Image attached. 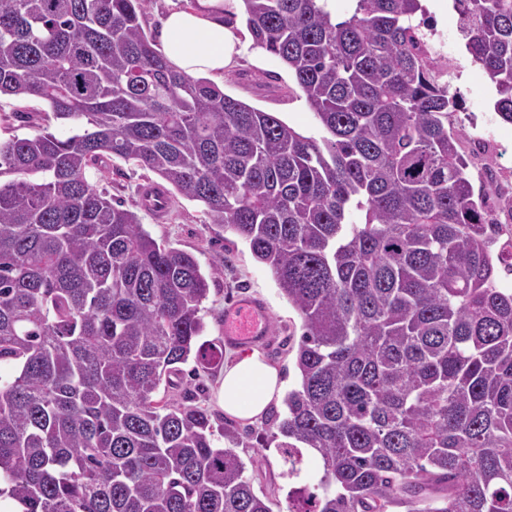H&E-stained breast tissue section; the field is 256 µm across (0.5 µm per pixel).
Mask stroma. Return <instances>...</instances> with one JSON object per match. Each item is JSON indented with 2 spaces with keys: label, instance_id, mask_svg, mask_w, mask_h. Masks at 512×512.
I'll list each match as a JSON object with an SVG mask.
<instances>
[{
  "label": "stroma",
  "instance_id": "stroma-1",
  "mask_svg": "<svg viewBox=\"0 0 512 512\" xmlns=\"http://www.w3.org/2000/svg\"><path fill=\"white\" fill-rule=\"evenodd\" d=\"M436 33L433 41L438 58L444 66L443 78L451 90L461 94L463 107L450 119L451 129H463L466 136H492V152L477 154L466 150L465 155L475 178V188H482L480 177L485 170H512V124L504 122L495 112L496 91L479 65H465V41L460 33L461 20L452 0H433ZM225 94L243 100L255 108L273 112L306 136H319L321 129L304 94L294 83L285 66L274 55L255 48L236 58L225 70L219 83ZM101 189L124 202L127 209L139 211L141 222L151 235L195 256L202 269L219 266L221 275L211 282L203 303V338L221 343V318L225 306L241 293L262 297L268 302L273 330V350L266 353L268 363L278 368L285 389L298 385L294 355L290 350L294 337L300 336L301 319L278 287L271 271L255 261L248 247L234 237L210 224L202 205L174 197L164 219L140 211L139 190L156 182L154 173L134 167L118 159L109 160L94 176ZM224 375L223 368L200 374L194 373L192 363L182 364L171 375L167 389L174 399L191 396L206 408L218 425H233L248 437V447L238 454L245 464L256 493L266 494L273 503V512H288V496L294 489L313 485L316 472L303 464L299 475L289 476L274 439V431L265 422L250 423L233 420L216 406L214 392Z\"/></svg>",
  "mask_w": 512,
  "mask_h": 512
}]
</instances>
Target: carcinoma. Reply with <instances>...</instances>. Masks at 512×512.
I'll return each mask as SVG.
<instances>
[{
	"mask_svg": "<svg viewBox=\"0 0 512 512\" xmlns=\"http://www.w3.org/2000/svg\"><path fill=\"white\" fill-rule=\"evenodd\" d=\"M323 131L175 70L149 0H0V94L43 126L0 141V495L25 512H272L236 449L183 397H158L198 344L204 274L90 172L156 174L248 245L302 320L298 386L274 417L290 512H512V250L475 196L458 94L411 17L419 0H239ZM512 123V0H453ZM360 213L361 220L351 221Z\"/></svg>",
	"mask_w": 512,
	"mask_h": 512,
	"instance_id": "cac0c4a2",
	"label": "carcinoma"
}]
</instances>
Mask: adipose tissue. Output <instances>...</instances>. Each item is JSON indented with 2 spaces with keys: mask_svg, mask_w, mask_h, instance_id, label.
Returning a JSON list of instances; mask_svg holds the SVG:
<instances>
[{
  "mask_svg": "<svg viewBox=\"0 0 512 512\" xmlns=\"http://www.w3.org/2000/svg\"><path fill=\"white\" fill-rule=\"evenodd\" d=\"M225 0H197L189 8L173 7L165 16L160 38L177 70L196 78L221 79L235 55L248 48L236 26L224 22ZM284 393L278 370L259 351L238 356L224 369L217 393L225 414L242 420L261 418Z\"/></svg>",
  "mask_w": 512,
  "mask_h": 512,
  "instance_id": "adipose-tissue-1",
  "label": "adipose tissue"
}]
</instances>
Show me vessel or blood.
Returning <instances> with one entry per match:
<instances>
[{
	"label": "vessel or blood",
	"instance_id": "obj_1",
	"mask_svg": "<svg viewBox=\"0 0 512 512\" xmlns=\"http://www.w3.org/2000/svg\"><path fill=\"white\" fill-rule=\"evenodd\" d=\"M140 200L157 217L166 214V200L161 187L155 184L143 185ZM224 342L228 345H265L270 341L271 324L268 305L260 298L243 296L224 309L222 328Z\"/></svg>",
	"mask_w": 512,
	"mask_h": 512
}]
</instances>
